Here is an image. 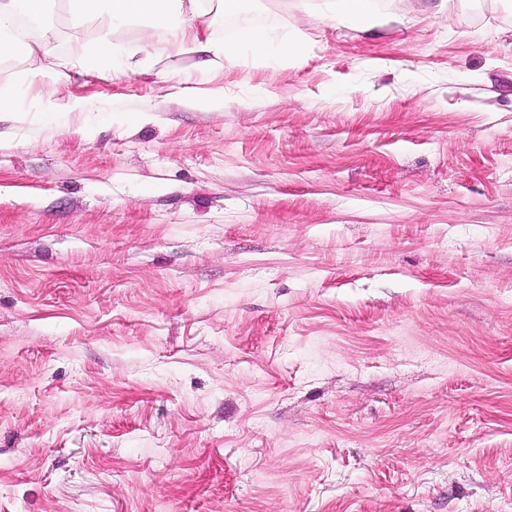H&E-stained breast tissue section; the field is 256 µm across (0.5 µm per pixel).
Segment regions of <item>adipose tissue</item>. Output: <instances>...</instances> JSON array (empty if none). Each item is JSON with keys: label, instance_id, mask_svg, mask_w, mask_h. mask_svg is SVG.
<instances>
[{"label": "adipose tissue", "instance_id": "adipose-tissue-1", "mask_svg": "<svg viewBox=\"0 0 512 512\" xmlns=\"http://www.w3.org/2000/svg\"><path fill=\"white\" fill-rule=\"evenodd\" d=\"M69 21L76 26L98 21L95 40L88 58L71 60V67L91 62L101 72L112 71L120 47L112 38L116 24L144 21L161 28L169 42L177 47L197 43L196 21L201 15L200 0H62ZM57 29L51 19L50 0H0V58L24 55L28 70L50 80H58L59 66H45L52 53ZM246 44L252 55L265 57L269 36L265 28L242 31L239 41L209 45L213 67H223L235 59L239 44Z\"/></svg>", "mask_w": 512, "mask_h": 512}]
</instances>
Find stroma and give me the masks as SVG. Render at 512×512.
Segmentation results:
<instances>
[{
	"instance_id": "stroma-1",
	"label": "stroma",
	"mask_w": 512,
	"mask_h": 512,
	"mask_svg": "<svg viewBox=\"0 0 512 512\" xmlns=\"http://www.w3.org/2000/svg\"><path fill=\"white\" fill-rule=\"evenodd\" d=\"M440 2L0 63V512H512V0ZM245 43L255 58H263L269 50V36L265 28L251 27L242 31L239 41L225 42L222 45L210 44L208 52L212 53L211 63L214 68L224 67V58L232 60L237 57L238 44Z\"/></svg>"
}]
</instances>
